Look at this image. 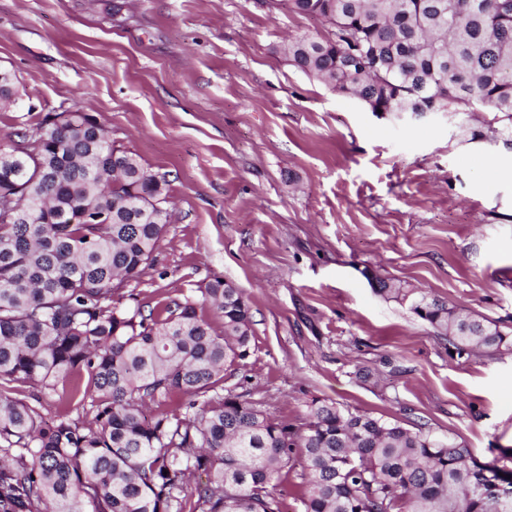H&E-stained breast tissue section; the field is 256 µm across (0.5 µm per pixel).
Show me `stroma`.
I'll return each mask as SVG.
<instances>
[{
    "label": "stroma",
    "instance_id": "stroma-1",
    "mask_svg": "<svg viewBox=\"0 0 512 512\" xmlns=\"http://www.w3.org/2000/svg\"><path fill=\"white\" fill-rule=\"evenodd\" d=\"M325 32L284 0H0L18 79L0 146L78 109L165 176L171 221L119 303L242 289L250 354L225 390L294 424L314 397L421 423L492 460L512 449V354H457L368 277L512 326V151L288 63L289 37Z\"/></svg>",
    "mask_w": 512,
    "mask_h": 512
}]
</instances>
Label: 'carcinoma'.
I'll use <instances>...</instances> for the list:
<instances>
[{"mask_svg":"<svg viewBox=\"0 0 512 512\" xmlns=\"http://www.w3.org/2000/svg\"><path fill=\"white\" fill-rule=\"evenodd\" d=\"M286 2L328 27L283 49L308 77L383 114L480 106V125L461 123L466 141L490 134L512 150V0ZM15 87L13 73L0 80V106ZM167 186L79 110L0 148V512H282L272 482L298 458L304 512H493L512 453L481 462L420 425L318 397L295 425L223 394L252 338L250 305L224 279L159 309L115 305L154 260L168 220L152 200ZM369 281L459 355L512 351L511 327ZM18 383L57 393L56 412ZM79 408L91 419L71 417ZM194 474L205 481L190 493Z\"/></svg>","mask_w":512,"mask_h":512,"instance_id":"carcinoma-1","label":"carcinoma"}]
</instances>
